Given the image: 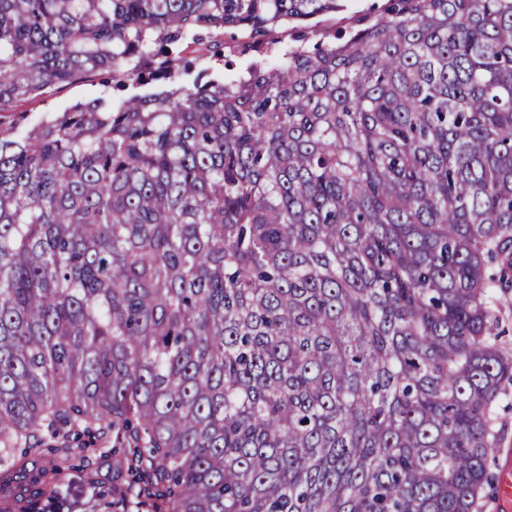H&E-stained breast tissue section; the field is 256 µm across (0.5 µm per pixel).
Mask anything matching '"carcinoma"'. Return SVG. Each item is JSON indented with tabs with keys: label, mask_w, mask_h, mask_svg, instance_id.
<instances>
[{
	"label": "carcinoma",
	"mask_w": 512,
	"mask_h": 512,
	"mask_svg": "<svg viewBox=\"0 0 512 512\" xmlns=\"http://www.w3.org/2000/svg\"><path fill=\"white\" fill-rule=\"evenodd\" d=\"M280 63L204 70L181 40ZM0 512H478L512 384V0H0ZM154 91L125 94L129 82ZM106 78V74H95L87 81L75 86L53 89L46 98L19 101L3 113L2 120L9 123L12 120L11 112H27L29 120L33 122L43 112L62 111L77 100H87L99 95L105 89L103 82ZM90 468L98 472V483L86 484L83 474L72 473L67 476L63 489L64 501L60 512H96L97 503L101 499L99 493L112 492V455L97 454L92 457Z\"/></svg>",
	"instance_id": "obj_1"
}]
</instances>
